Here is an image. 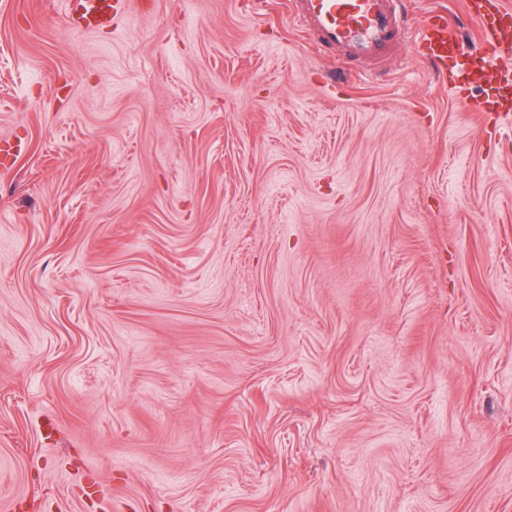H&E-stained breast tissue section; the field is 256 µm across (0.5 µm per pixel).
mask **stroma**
Instances as JSON below:
<instances>
[{
    "instance_id": "stroma-1",
    "label": "stroma",
    "mask_w": 512,
    "mask_h": 512,
    "mask_svg": "<svg viewBox=\"0 0 512 512\" xmlns=\"http://www.w3.org/2000/svg\"><path fill=\"white\" fill-rule=\"evenodd\" d=\"M146 3L0 0V512H512V111ZM138 0H67L66 16L73 28L95 32L112 23V11L119 8L129 12Z\"/></svg>"
}]
</instances>
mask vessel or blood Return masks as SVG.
Masks as SVG:
<instances>
[{"label":"vessel or blood","instance_id":"vessel-or-blood-1","mask_svg":"<svg viewBox=\"0 0 512 512\" xmlns=\"http://www.w3.org/2000/svg\"><path fill=\"white\" fill-rule=\"evenodd\" d=\"M399 0H290L294 25L303 29L313 47L340 52L350 60L382 61L393 55L401 38H410L418 52L437 70L448 75L449 59L465 55L467 45L451 31L442 13H429L411 24L397 8ZM136 0H67L66 16L73 28L94 32L112 23L114 9L131 11ZM481 45L485 56H496L502 31L482 23ZM472 86L495 85L498 97L512 95V76L478 67L467 74Z\"/></svg>","mask_w":512,"mask_h":512}]
</instances>
